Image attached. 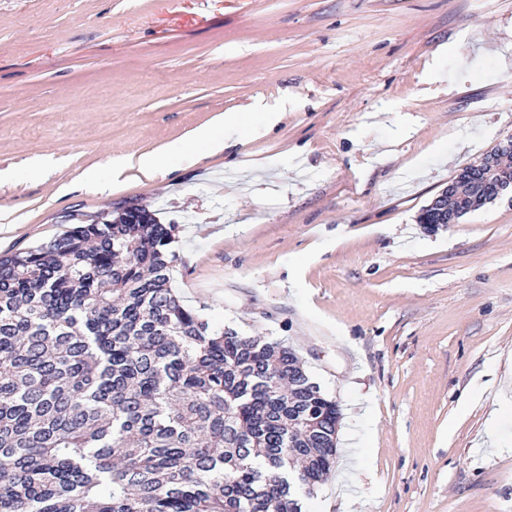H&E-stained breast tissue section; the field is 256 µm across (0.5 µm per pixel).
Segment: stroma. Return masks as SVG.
<instances>
[{
	"label": "stroma",
	"instance_id": "1",
	"mask_svg": "<svg viewBox=\"0 0 512 512\" xmlns=\"http://www.w3.org/2000/svg\"><path fill=\"white\" fill-rule=\"evenodd\" d=\"M222 113L229 149L165 155ZM509 137L512 0H0V256L177 225L180 301L339 404L304 512H512V192L417 222ZM139 153L170 173L112 177ZM433 200L427 206H424L417 217L418 224H423L424 229L428 231H434L435 228H438L441 224H448L451 220V216L453 220L452 224L458 223V218L463 214L468 212V208L458 209L452 212L450 209L441 211L437 210L435 205H432Z\"/></svg>",
	"mask_w": 512,
	"mask_h": 512
}]
</instances>
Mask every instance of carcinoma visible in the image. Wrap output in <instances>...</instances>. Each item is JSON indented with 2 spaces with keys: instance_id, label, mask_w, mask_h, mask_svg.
Wrapping results in <instances>:
<instances>
[{
  "instance_id": "obj_1",
  "label": "carcinoma",
  "mask_w": 512,
  "mask_h": 512,
  "mask_svg": "<svg viewBox=\"0 0 512 512\" xmlns=\"http://www.w3.org/2000/svg\"><path fill=\"white\" fill-rule=\"evenodd\" d=\"M496 152L454 197L489 198ZM139 211L0 257V512H301L335 463L336 400L293 349L185 307L177 225Z\"/></svg>"
}]
</instances>
